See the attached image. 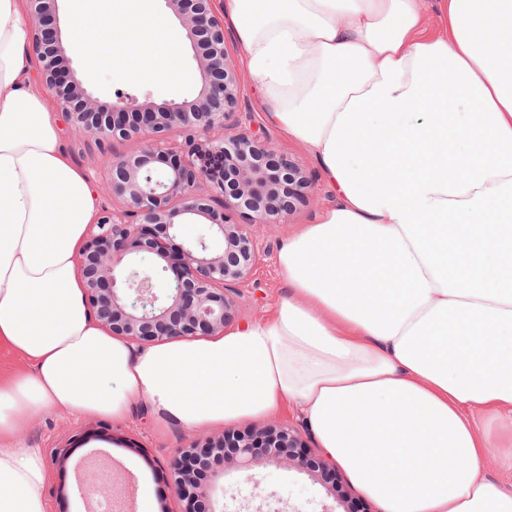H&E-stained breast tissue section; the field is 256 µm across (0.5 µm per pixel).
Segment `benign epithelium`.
<instances>
[{
  "label": "benign epithelium",
  "mask_w": 512,
  "mask_h": 512,
  "mask_svg": "<svg viewBox=\"0 0 512 512\" xmlns=\"http://www.w3.org/2000/svg\"><path fill=\"white\" fill-rule=\"evenodd\" d=\"M211 2L166 0L196 62L192 98L156 104L117 92L100 105L65 55L56 0H27L38 72L56 107L99 147L131 139L144 144L139 154H113L99 173L105 203L78 259L86 302L100 324L139 346L211 336L227 327L234 318L235 286L247 282L269 255L256 227L273 230L289 222L313 198V181L298 163L230 123L237 74ZM177 136L184 143L174 149L170 142ZM239 210L248 211L249 223L233 222ZM188 224L208 226V235L186 236ZM212 238L224 241L223 251L211 248ZM227 456L245 469L267 458L336 481V467L312 454L296 427L255 426L191 440L169 456L166 466L183 512H219L213 493L221 474L214 471L202 482L195 471ZM81 491L118 503L126 487L90 467Z\"/></svg>",
  "instance_id": "7a95c632"
}]
</instances>
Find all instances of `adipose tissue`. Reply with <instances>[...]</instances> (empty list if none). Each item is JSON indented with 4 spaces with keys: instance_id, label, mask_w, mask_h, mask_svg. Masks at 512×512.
<instances>
[{
    "instance_id": "ef3b65f1",
    "label": "adipose tissue",
    "mask_w": 512,
    "mask_h": 512,
    "mask_svg": "<svg viewBox=\"0 0 512 512\" xmlns=\"http://www.w3.org/2000/svg\"><path fill=\"white\" fill-rule=\"evenodd\" d=\"M224 0L267 124L331 202L282 244L288 293L208 338L135 346L101 327L78 265L100 199L34 77L32 21L0 0V512H47L56 412L202 430L291 408L382 512H512V0ZM86 71L180 80L152 0H71ZM97 33L85 40V30ZM511 448H494L492 454L487 456L483 462L486 475L493 482L510 488L512 486V469L504 463L506 455L511 454Z\"/></svg>"
}]
</instances>
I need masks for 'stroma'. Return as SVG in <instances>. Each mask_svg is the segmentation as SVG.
Segmentation results:
<instances>
[{
    "label": "stroma",
    "instance_id": "1",
    "mask_svg": "<svg viewBox=\"0 0 512 512\" xmlns=\"http://www.w3.org/2000/svg\"><path fill=\"white\" fill-rule=\"evenodd\" d=\"M178 66L184 78L178 83L132 82L118 68L85 73V83L100 103L111 102L115 92L130 91L155 102L183 98L193 91L196 69L190 51H182ZM235 115L243 127L263 129V139L276 153L296 160L312 179H319L317 162L305 151L284 143L277 132L266 128L257 98L248 87H241ZM61 139L70 159L87 176H95L107 156L83 131L69 123L61 125ZM289 231L280 225L264 235L270 255L259 267L238 299L237 323L245 324L266 316L269 308L285 296L274 256ZM222 429L192 432L172 424L162 432L153 426L151 409L145 400L132 406L126 420L84 417L67 413H46L33 417L25 441L46 454L50 470L47 488L49 512H91L92 500L80 490L86 467L117 464V479L135 485L131 508L116 507L112 512H182L181 502L172 493L166 462L175 448L199 437H221ZM228 512H380L379 507L339 476L336 484L326 483L317 473L285 470L274 461L262 459L244 470L235 463L224 466V481L216 489Z\"/></svg>",
    "mask_w": 512,
    "mask_h": 512
}]
</instances>
